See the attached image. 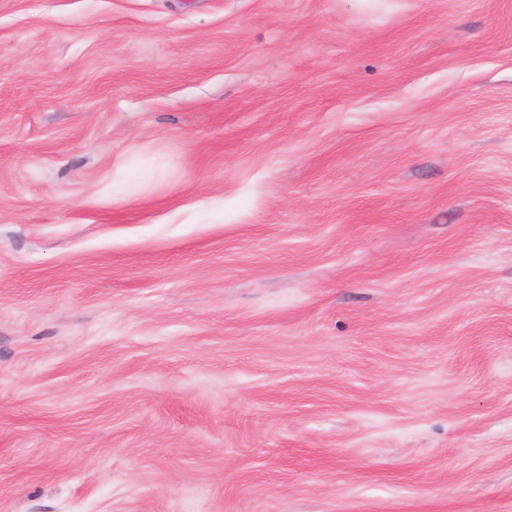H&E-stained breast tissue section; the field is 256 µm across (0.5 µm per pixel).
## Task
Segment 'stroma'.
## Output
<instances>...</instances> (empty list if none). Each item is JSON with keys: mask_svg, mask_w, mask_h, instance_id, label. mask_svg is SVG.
Wrapping results in <instances>:
<instances>
[{"mask_svg": "<svg viewBox=\"0 0 512 512\" xmlns=\"http://www.w3.org/2000/svg\"><path fill=\"white\" fill-rule=\"evenodd\" d=\"M0 512H512V0H0Z\"/></svg>", "mask_w": 512, "mask_h": 512, "instance_id": "stroma-1", "label": "stroma"}]
</instances>
